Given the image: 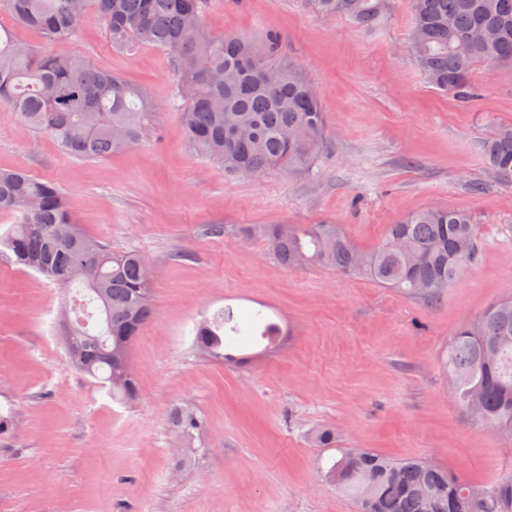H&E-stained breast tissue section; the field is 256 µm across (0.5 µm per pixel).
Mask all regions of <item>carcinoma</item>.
<instances>
[{"label": "carcinoma", "mask_w": 512, "mask_h": 512, "mask_svg": "<svg viewBox=\"0 0 512 512\" xmlns=\"http://www.w3.org/2000/svg\"><path fill=\"white\" fill-rule=\"evenodd\" d=\"M318 15L359 27L373 24L385 0H306ZM207 0H0L13 26L0 24V107L66 154L108 157L157 135L141 93L110 70L67 49L90 21H102L111 47L132 55L142 43L167 52L182 101L181 122L193 151L224 173L254 178L281 169L311 174L326 141L319 91L290 64L269 63L279 36L262 42L214 36L203 27ZM407 48L426 81L461 98L480 62L512 63V0H407ZM39 31L44 45L22 42L17 29ZM497 179L512 184V126L484 142ZM0 260L43 276L80 300L63 303L57 323L71 367L108 387L112 398L137 399L133 342L155 313L156 272L136 251L114 252L87 234L61 188L20 170H0ZM291 270L317 266L365 277L427 302L436 300L476 259L470 214L428 207L389 227L383 244L361 251L339 224H248ZM242 334L234 309L196 328L197 350L224 362V333ZM458 406L474 421L512 433V298L492 304L455 330L442 359ZM174 424L187 442L202 428L186 408ZM319 448L336 429L311 433ZM323 476L356 500L360 512H512V473L472 483L425 458L391 459L363 448L340 450Z\"/></svg>", "instance_id": "cac0c4a2"}]
</instances>
